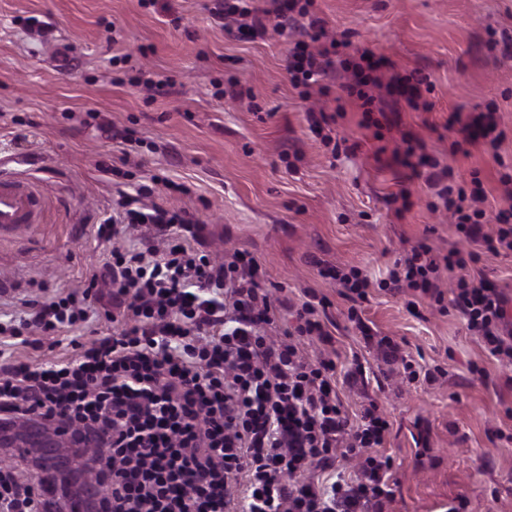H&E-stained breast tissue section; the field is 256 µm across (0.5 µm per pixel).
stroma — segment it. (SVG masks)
<instances>
[{
    "label": "stroma",
    "mask_w": 512,
    "mask_h": 512,
    "mask_svg": "<svg viewBox=\"0 0 512 512\" xmlns=\"http://www.w3.org/2000/svg\"><path fill=\"white\" fill-rule=\"evenodd\" d=\"M209 0H0V160L45 197L40 223L0 237V318L24 299L83 290L109 245L97 228L115 188L156 192L199 221L216 259L239 249L266 271L273 296L312 290L326 303L337 388L350 414L375 401L390 427L394 497L385 512H512V368L487 358L455 311L407 308L408 297L370 288L361 304L374 334L422 365L441 366L433 386L409 384L348 320L351 302L325 269L385 271L419 242L434 253L475 250L424 177L404 162L408 146L449 168L453 182L481 185L484 229L512 207V0H310L324 22L321 45L339 40L386 58L379 77L421 78L418 98L398 89L384 111H365L341 82L295 88L280 36L223 29ZM52 23V39L22 18ZM120 31L111 42L106 23ZM129 54L115 69L112 57ZM160 80L148 91L138 72ZM238 82L245 99L224 95ZM330 121L311 126L309 111ZM497 112L498 149L466 142L451 121ZM133 131L137 143L114 139ZM189 187L186 195L173 185ZM512 299V252L469 266ZM487 370L480 379L472 366ZM362 369L364 387L346 372Z\"/></svg>",
    "instance_id": "obj_1"
}]
</instances>
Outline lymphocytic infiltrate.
<instances>
[{"label":"lymphocytic infiltrate","mask_w":512,"mask_h":512,"mask_svg":"<svg viewBox=\"0 0 512 512\" xmlns=\"http://www.w3.org/2000/svg\"><path fill=\"white\" fill-rule=\"evenodd\" d=\"M217 21L234 22L252 37L275 31L291 40L288 71L294 86L308 87L350 73L347 86L364 105L374 98L363 51L355 64L336 65L328 50L310 51L323 33L320 18L297 0H213ZM435 169L443 207L465 238L482 240L485 254L512 251V211L499 212L495 234L482 231L485 212L466 207L463 187ZM152 186L119 192L111 216L97 230L116 240L83 291L28 300L19 316L0 322V337L42 348L89 320L95 302L110 294L120 320L111 335L75 345L65 361L34 363L0 358V424L37 422L73 429L88 441L84 471L100 487L99 512H382L393 497L389 457L378 454L388 422L377 404L350 417L336 390V363L310 360L302 343L333 340L313 300L296 311L294 330H280L278 308L264 273L247 252L217 260L191 246L188 210L154 202ZM138 230L127 239L129 230ZM477 254L435 255L418 243L371 281L357 266L333 277L347 296L366 300L370 285L436 309L453 305L489 357L512 365V306L492 286L459 277L451 292L442 274L477 263ZM356 460L353 476L320 481L337 449ZM42 479L23 461L0 465V512H53L41 496Z\"/></svg>","instance_id":"obj_1"}]
</instances>
